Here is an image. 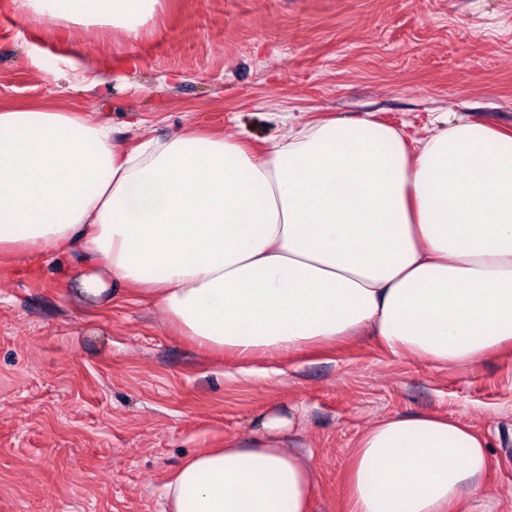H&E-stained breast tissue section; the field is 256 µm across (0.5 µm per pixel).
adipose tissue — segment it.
I'll list each match as a JSON object with an SVG mask.
<instances>
[{"mask_svg": "<svg viewBox=\"0 0 512 512\" xmlns=\"http://www.w3.org/2000/svg\"><path fill=\"white\" fill-rule=\"evenodd\" d=\"M159 0H26L137 37ZM81 250L87 295L137 289L183 335L248 361L353 336L463 368L512 344V131L440 114L406 138L369 118L254 148L191 130L118 144L70 108L0 105V252ZM284 418L189 457L166 512H312L317 474ZM491 463L445 416H395L352 452L349 512H459Z\"/></svg>", "mask_w": 512, "mask_h": 512, "instance_id": "1", "label": "adipose tissue"}]
</instances>
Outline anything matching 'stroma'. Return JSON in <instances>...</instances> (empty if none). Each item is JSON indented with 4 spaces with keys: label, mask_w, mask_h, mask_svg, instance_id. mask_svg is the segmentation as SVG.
I'll use <instances>...</instances> for the list:
<instances>
[{
    "label": "stroma",
    "mask_w": 512,
    "mask_h": 512,
    "mask_svg": "<svg viewBox=\"0 0 512 512\" xmlns=\"http://www.w3.org/2000/svg\"><path fill=\"white\" fill-rule=\"evenodd\" d=\"M0 104L71 106L118 141L190 127L248 131L367 117L407 133L434 114L512 129V0H160L131 41L110 28L0 8ZM82 253H0V512H164L188 457L291 420L318 474L314 512H347L360 434L436 413L483 435L491 470L470 512H512V346L464 369L395 356L363 337L241 371L126 288L81 291Z\"/></svg>",
    "instance_id": "obj_1"
}]
</instances>
